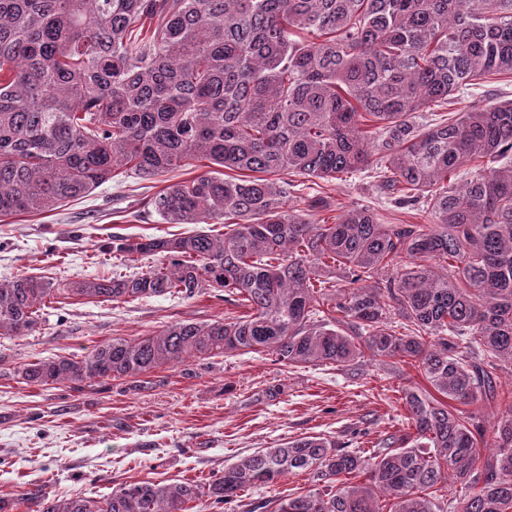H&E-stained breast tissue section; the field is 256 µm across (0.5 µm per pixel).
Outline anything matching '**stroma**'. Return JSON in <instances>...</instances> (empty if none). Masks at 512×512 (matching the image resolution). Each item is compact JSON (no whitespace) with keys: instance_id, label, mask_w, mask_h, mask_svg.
I'll return each instance as SVG.
<instances>
[{"instance_id":"stroma-1","label":"stroma","mask_w":512,"mask_h":512,"mask_svg":"<svg viewBox=\"0 0 512 512\" xmlns=\"http://www.w3.org/2000/svg\"><path fill=\"white\" fill-rule=\"evenodd\" d=\"M196 163L143 180L117 174L90 195L45 214L0 216V280L46 275L61 283L108 276L122 267L105 252L113 236L135 238L191 232L163 224L145 202L168 184L205 173ZM304 191L333 208L363 207L385 224H416L373 179L305 180ZM231 310L202 294L143 298L129 303L58 296L30 335L0 336V497H18L31 483L59 498H100L123 483L209 481L225 464L258 448H277L324 435L347 448H370L405 427L404 393L424 387L413 366L361 358L356 376L326 365L288 367L264 354H231L162 367L147 383H90L82 391L22 383L16 369L42 358L84 356L115 337L152 334L176 320L206 323ZM495 402L463 406L492 431L512 409V366L501 365Z\"/></svg>"}]
</instances>
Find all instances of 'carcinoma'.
<instances>
[{"mask_svg": "<svg viewBox=\"0 0 512 512\" xmlns=\"http://www.w3.org/2000/svg\"><path fill=\"white\" fill-rule=\"evenodd\" d=\"M501 75L512 76V0H0V216L54 211L121 169L150 180L205 161L211 171L147 210L165 224L226 220L221 234L106 247L166 260L157 268L65 288L0 282V335H28L60 291L124 303L210 290L245 309L26 363V384L141 383L238 352L288 367L400 358L430 386L405 392L410 431L380 448L305 436L206 484L137 481L93 500L31 483L0 512H224L242 491L299 474L307 490L249 512H381L380 497L391 512H446L433 488L450 475L458 512H512V410L485 459L484 430L448 405L496 400V362L512 365V100L418 121ZM375 155L379 187L426 200L427 223L351 208L314 224L305 211L328 208L324 198L289 206L293 177L364 172ZM470 161L482 173L456 184Z\"/></svg>", "mask_w": 512, "mask_h": 512, "instance_id": "1", "label": "carcinoma"}]
</instances>
